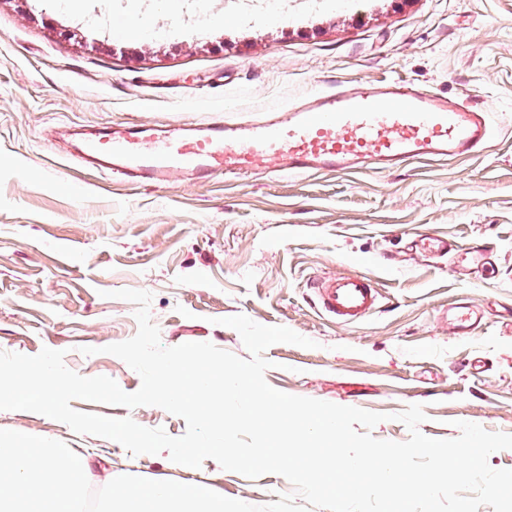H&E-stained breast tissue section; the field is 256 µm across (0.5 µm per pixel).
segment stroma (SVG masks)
<instances>
[{"instance_id":"obj_1","label":"stroma","mask_w":512,"mask_h":512,"mask_svg":"<svg viewBox=\"0 0 512 512\" xmlns=\"http://www.w3.org/2000/svg\"><path fill=\"white\" fill-rule=\"evenodd\" d=\"M0 0V351H64L66 367L125 392L141 378L105 346L133 337V303L151 293L161 342H209L247 357L223 318L243 314L315 341L264 353L282 392L384 414L371 430L402 442L396 413L420 404V431L459 436L458 422L512 434V0ZM155 34H117L125 13ZM401 79L488 113L475 156L414 160L393 171L313 172L202 180L173 171L157 187L85 166L70 134L129 125L255 119L337 84ZM418 234L456 250L422 261ZM491 243L486 276L472 243ZM374 276L380 311L358 325L323 315L316 277ZM460 303L484 318L459 336ZM94 348L91 356L83 348ZM174 437L186 422L157 406L73 400ZM0 429L66 443L94 458L100 484L134 475L211 490L252 505L293 493L277 474L252 479L212 459L186 469L168 452L131 455L30 411L0 410Z\"/></svg>"}]
</instances>
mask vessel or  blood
I'll use <instances>...</instances> for the list:
<instances>
[{
    "label": "vessel or blood",
    "mask_w": 512,
    "mask_h": 512,
    "mask_svg": "<svg viewBox=\"0 0 512 512\" xmlns=\"http://www.w3.org/2000/svg\"><path fill=\"white\" fill-rule=\"evenodd\" d=\"M489 137L486 113L469 103L389 82L361 90L333 87L240 123L174 127L157 136L136 125L107 129L86 141L82 153L107 160L112 172L162 184L176 169L200 177L248 172L261 161L281 176L391 170L412 160L479 154ZM418 245L433 257L454 249L436 235L419 236ZM317 289L322 311L342 324L362 322L381 306L378 288L365 275L326 278Z\"/></svg>",
    "instance_id": "1"
}]
</instances>
